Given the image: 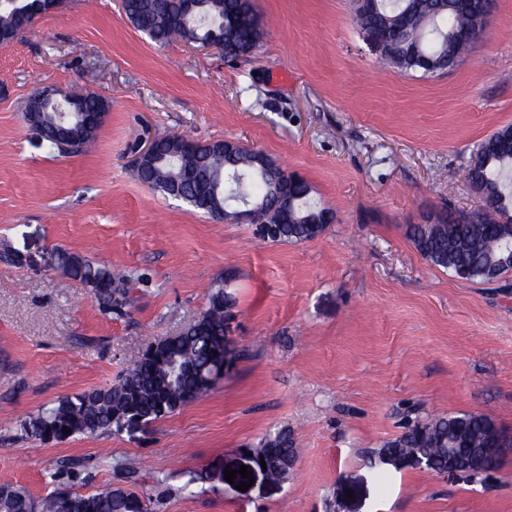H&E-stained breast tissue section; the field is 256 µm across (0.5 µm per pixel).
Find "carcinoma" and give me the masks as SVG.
I'll return each instance as SVG.
<instances>
[{
    "instance_id": "obj_1",
    "label": "carcinoma",
    "mask_w": 512,
    "mask_h": 512,
    "mask_svg": "<svg viewBox=\"0 0 512 512\" xmlns=\"http://www.w3.org/2000/svg\"><path fill=\"white\" fill-rule=\"evenodd\" d=\"M186 0H123L126 19L151 40L170 41L173 29L185 40H224V54L231 59L252 53L262 39L261 22L250 0H195L193 11ZM29 0L0 7V33L22 36L29 26ZM493 0H354V19L364 39H375L382 58L407 75L424 78L457 66L469 51L468 29L474 27ZM83 118H74L71 141H50L62 154L76 153L93 141L96 120L90 115L104 111V102L88 96L77 108ZM25 120L30 128L49 126L54 107L35 95L28 100ZM256 150L236 147L226 156L211 146L181 136H165L157 155L138 178L168 196L169 183L178 182L177 197L206 214L224 209L232 192L266 207L267 223L256 234L270 243H296L315 239L324 231L309 218L322 212L304 180L288 185L289 215L274 200L272 176L253 164ZM480 163L467 178L485 202V208L461 216L442 212L437 220L412 224L407 235L415 249L431 264L458 273L466 279L490 282L512 268V215L505 206L512 195V134L504 128L486 138L479 147ZM54 265L78 281L97 302L105 316H122L133 304L131 279L84 256L57 248ZM231 306L224 289L209 293L208 311L199 320L172 336L147 347L125 370L118 382L75 395L58 398L54 405L20 422V429L42 442H63L80 435L107 433L121 416L145 424L164 418L206 395L214 366L224 364L227 348L224 309ZM178 364L180 373L169 377L168 365ZM69 432H64V429ZM512 437L481 414L439 415L415 422L402 434L385 442L381 453H412L429 459L428 469L440 474L454 462L459 471L478 474L498 467L499 458L490 449ZM253 452L264 458L275 481L288 476V460L296 458L293 440L286 431L260 440ZM0 512H145V501L124 486L110 485L94 493L56 489L33 497L14 483L0 481Z\"/></svg>"
}]
</instances>
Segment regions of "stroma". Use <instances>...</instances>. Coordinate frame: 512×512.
I'll use <instances>...</instances> for the list:
<instances>
[{
  "instance_id": "obj_1",
  "label": "stroma",
  "mask_w": 512,
  "mask_h": 512,
  "mask_svg": "<svg viewBox=\"0 0 512 512\" xmlns=\"http://www.w3.org/2000/svg\"><path fill=\"white\" fill-rule=\"evenodd\" d=\"M264 35L230 60L158 44L121 0H65L0 46V477L43 495L92 493L140 472L149 512H512V453L493 471L435 475L378 458L428 416L484 414L512 431V271L492 283L432 265L406 235L444 209L482 206L466 178L478 144L512 125V0L449 72L381 61L350 0H252ZM106 101L89 152L61 156L23 120L45 87ZM233 140L302 176L333 224L299 243L260 240L138 180L158 137ZM135 280L107 318L53 249ZM234 306L232 369L147 426L43 443L18 424L62 396L115 383L148 345ZM291 431L288 480L247 448Z\"/></svg>"
}]
</instances>
